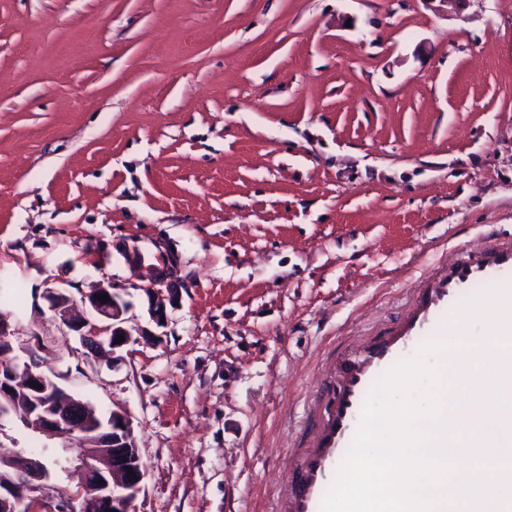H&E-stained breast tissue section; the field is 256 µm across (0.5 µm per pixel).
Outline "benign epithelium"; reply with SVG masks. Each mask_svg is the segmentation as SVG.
Here are the masks:
<instances>
[{"label":"benign epithelium","instance_id":"1","mask_svg":"<svg viewBox=\"0 0 512 512\" xmlns=\"http://www.w3.org/2000/svg\"><path fill=\"white\" fill-rule=\"evenodd\" d=\"M164 283L163 273L152 276L151 285L145 288L148 297V313L156 326L167 317V304L173 303L172 295H164L160 285ZM109 300L102 301V296ZM49 300L63 317L65 326L78 334L80 341L92 354L115 353L131 342V334L124 327L123 315L127 304L120 301L110 285H100L93 293L85 296L82 303L88 306L91 318H70L68 313L73 306L71 298L60 289L49 291ZM102 320L98 326L91 319ZM123 336L124 341L115 342ZM10 330L6 317L0 314V409L18 400V391L25 389L31 393L24 408L25 421L29 428L48 436L66 439L64 451L78 462L81 473L80 485L93 484L112 487V499L105 504L108 512H135L134 501L141 491L146 475V466L135 446L134 428L130 417L122 412H112V419L106 425L96 424L91 408L78 397H66L50 405L44 395L56 383L39 366L7 362L4 353L12 351ZM98 458L96 465L84 463L86 456ZM25 484L48 496L51 486L41 466L24 458L16 448H0V512H16L22 499L13 497L19 484Z\"/></svg>","mask_w":512,"mask_h":512}]
</instances>
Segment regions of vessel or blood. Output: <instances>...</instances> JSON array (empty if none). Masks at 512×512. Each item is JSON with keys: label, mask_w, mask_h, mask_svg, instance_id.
I'll return each instance as SVG.
<instances>
[{"label": "vessel or blood", "mask_w": 512, "mask_h": 512, "mask_svg": "<svg viewBox=\"0 0 512 512\" xmlns=\"http://www.w3.org/2000/svg\"><path fill=\"white\" fill-rule=\"evenodd\" d=\"M480 284L512 291V239L460 249L453 263L439 264L423 277L397 327L339 347L329 409L310 449L292 458V473L280 489L278 512H320L325 490L354 438L364 402L380 376L398 362L413 358L421 345L437 334H463L468 322L465 302Z\"/></svg>", "instance_id": "b4317fda"}]
</instances>
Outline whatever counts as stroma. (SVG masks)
Masks as SVG:
<instances>
[{
    "instance_id": "stroma-1",
    "label": "stroma",
    "mask_w": 512,
    "mask_h": 512,
    "mask_svg": "<svg viewBox=\"0 0 512 512\" xmlns=\"http://www.w3.org/2000/svg\"><path fill=\"white\" fill-rule=\"evenodd\" d=\"M512 235V0H0V313L148 467L136 512H274L334 346ZM174 253L156 327L136 239ZM127 302L88 354L48 293Z\"/></svg>"
}]
</instances>
